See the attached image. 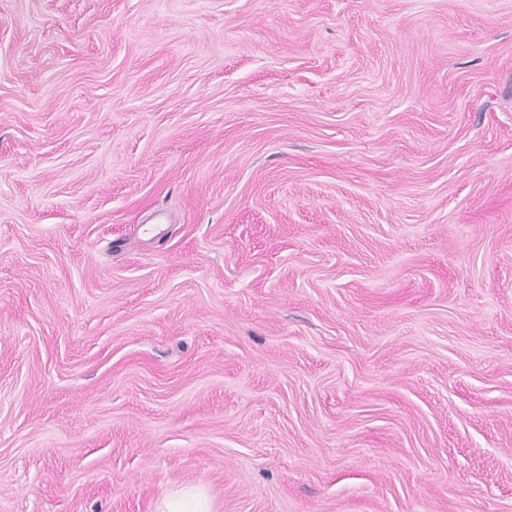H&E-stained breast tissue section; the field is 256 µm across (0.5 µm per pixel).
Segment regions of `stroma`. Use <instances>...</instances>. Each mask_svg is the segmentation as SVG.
Returning a JSON list of instances; mask_svg holds the SVG:
<instances>
[{
    "instance_id": "35a3bbf8",
    "label": "stroma",
    "mask_w": 512,
    "mask_h": 512,
    "mask_svg": "<svg viewBox=\"0 0 512 512\" xmlns=\"http://www.w3.org/2000/svg\"><path fill=\"white\" fill-rule=\"evenodd\" d=\"M512 512V0H0V512ZM155 512H213V507L206 489L198 485H184L162 499Z\"/></svg>"
}]
</instances>
